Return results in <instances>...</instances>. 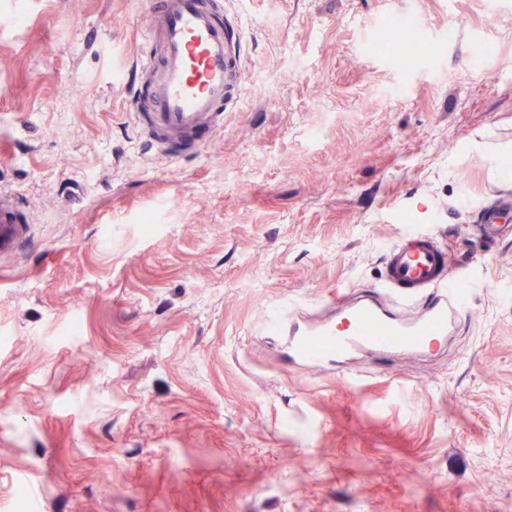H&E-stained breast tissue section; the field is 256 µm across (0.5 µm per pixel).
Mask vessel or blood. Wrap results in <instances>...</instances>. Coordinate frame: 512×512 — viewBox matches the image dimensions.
<instances>
[{
	"instance_id": "1",
	"label": "vessel or blood",
	"mask_w": 512,
	"mask_h": 512,
	"mask_svg": "<svg viewBox=\"0 0 512 512\" xmlns=\"http://www.w3.org/2000/svg\"><path fill=\"white\" fill-rule=\"evenodd\" d=\"M131 91L134 125L145 151L169 162L201 152L224 129L238 105L245 76L244 32L224 0H149L148 21ZM31 221L15 192L0 190V253L9 251ZM512 225V192L503 191L480 218L482 236ZM463 278L444 236L406 226L389 246L384 272L371 294L342 301L336 318L298 325L295 312H275L270 334L293 324L291 351L304 366L340 362L371 350L389 358L444 346L467 313Z\"/></svg>"
}]
</instances>
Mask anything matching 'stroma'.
Returning <instances> with one entry per match:
<instances>
[{"label":"stroma","instance_id":"obj_1","mask_svg":"<svg viewBox=\"0 0 512 512\" xmlns=\"http://www.w3.org/2000/svg\"><path fill=\"white\" fill-rule=\"evenodd\" d=\"M237 111L142 153L144 0H0V512H512V0H231ZM429 50L380 48L402 13ZM475 285L431 357L299 373L263 318L378 284L407 224ZM78 334H69L72 322ZM512 222V192L503 190L499 195L498 203L486 209L480 218V231L482 237L499 235L505 227L511 228ZM31 222L20 194L0 190V255L17 243L26 224Z\"/></svg>","mask_w":512,"mask_h":512}]
</instances>
